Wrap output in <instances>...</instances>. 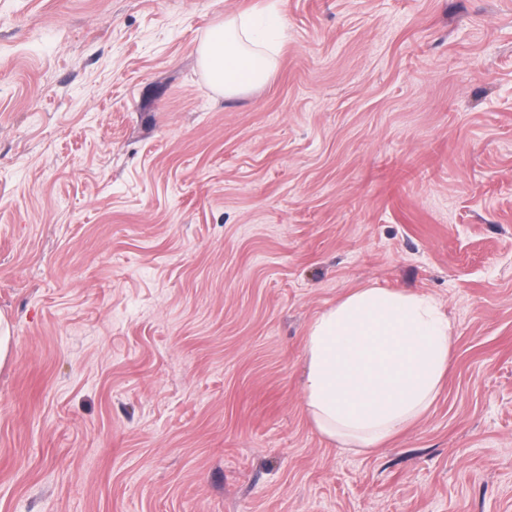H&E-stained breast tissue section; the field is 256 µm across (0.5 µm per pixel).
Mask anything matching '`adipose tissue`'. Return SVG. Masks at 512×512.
Wrapping results in <instances>:
<instances>
[{
	"instance_id": "1",
	"label": "adipose tissue",
	"mask_w": 512,
	"mask_h": 512,
	"mask_svg": "<svg viewBox=\"0 0 512 512\" xmlns=\"http://www.w3.org/2000/svg\"><path fill=\"white\" fill-rule=\"evenodd\" d=\"M281 24L277 12L214 24L197 49L210 85L231 97L267 83L275 62L264 34ZM451 345V324L431 296L352 289L308 329V412L329 439L376 448L431 405Z\"/></svg>"
}]
</instances>
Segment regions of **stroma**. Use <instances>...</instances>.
Instances as JSON below:
<instances>
[{
  "mask_svg": "<svg viewBox=\"0 0 512 512\" xmlns=\"http://www.w3.org/2000/svg\"><path fill=\"white\" fill-rule=\"evenodd\" d=\"M280 5L269 82L196 49ZM357 287L432 296L428 408L302 390ZM0 512H512V0H0Z\"/></svg>",
  "mask_w": 512,
  "mask_h": 512,
  "instance_id": "1",
  "label": "stroma"
}]
</instances>
